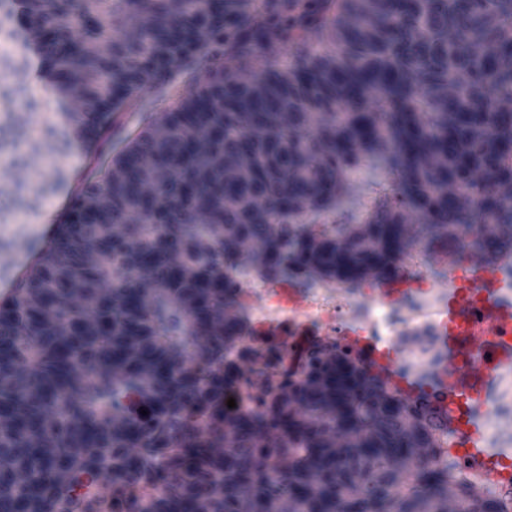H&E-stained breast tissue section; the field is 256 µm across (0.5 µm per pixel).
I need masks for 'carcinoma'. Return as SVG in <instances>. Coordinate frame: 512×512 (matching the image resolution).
Returning a JSON list of instances; mask_svg holds the SVG:
<instances>
[{
    "mask_svg": "<svg viewBox=\"0 0 512 512\" xmlns=\"http://www.w3.org/2000/svg\"><path fill=\"white\" fill-rule=\"evenodd\" d=\"M17 47L0 52V212L34 213L67 182L62 123L29 136L42 102L23 80L31 36L51 80L81 86L82 134L95 166L63 230L12 298L0 302V512H98L79 490L112 480V512H448L449 449L415 405L382 390L337 348L312 344L299 381L258 375L227 415L238 362L224 355L230 276L243 243L275 282L349 283L397 274L415 235L427 252L471 239L474 218L512 225V0H440L424 20L393 0H13ZM259 57L275 63L249 80ZM154 89L148 98L141 90ZM142 123L127 127L131 106ZM51 171L35 188L34 159ZM481 174L493 195L476 206ZM89 199H101L92 216ZM291 208L301 220L282 218ZM425 224L412 229L407 214ZM119 227L106 253L91 262ZM75 278L112 329L41 324L47 288ZM78 333L71 369L56 350ZM33 337L26 354L12 344ZM209 334L213 365L177 369L188 337ZM305 414L296 417L294 405ZM147 414H142V411ZM100 443L112 446L96 454ZM71 470L45 473L55 450ZM150 493L136 496L131 485ZM465 512L492 494L459 485Z\"/></svg>",
    "mask_w": 512,
    "mask_h": 512,
    "instance_id": "carcinoma-1",
    "label": "carcinoma"
}]
</instances>
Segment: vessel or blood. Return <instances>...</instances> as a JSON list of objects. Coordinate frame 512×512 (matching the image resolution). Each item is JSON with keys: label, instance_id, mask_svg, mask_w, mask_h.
I'll return each instance as SVG.
<instances>
[{"label": "vessel or blood", "instance_id": "b4317fda", "mask_svg": "<svg viewBox=\"0 0 512 512\" xmlns=\"http://www.w3.org/2000/svg\"><path fill=\"white\" fill-rule=\"evenodd\" d=\"M446 271L441 287H424L412 269L394 277L371 272L373 297L402 308L413 300L430 313L436 326L435 362L407 365L375 337L341 325L336 347L353 362L365 365L384 389L412 400L423 392L438 398L450 445L460 462L486 482H512V448L496 444L487 427L488 410L512 397L503 381L512 375V254L491 260L462 262L454 252L436 255ZM266 335L280 340H309L307 325L271 324Z\"/></svg>", "mask_w": 512, "mask_h": 512}]
</instances>
